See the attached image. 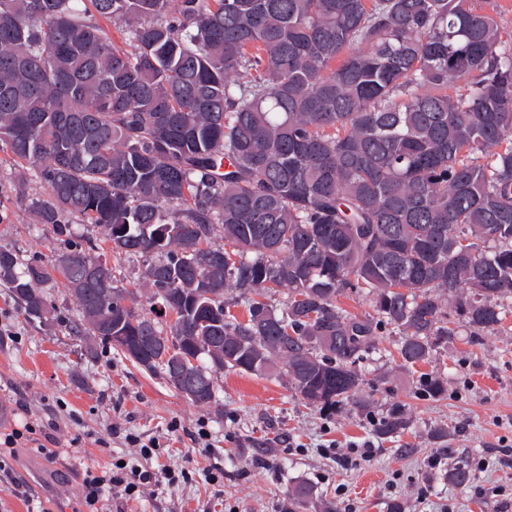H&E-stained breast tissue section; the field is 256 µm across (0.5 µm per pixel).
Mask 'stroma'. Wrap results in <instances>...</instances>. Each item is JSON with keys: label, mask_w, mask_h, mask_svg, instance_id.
I'll list each match as a JSON object with an SVG mask.
<instances>
[{"label": "stroma", "mask_w": 512, "mask_h": 512, "mask_svg": "<svg viewBox=\"0 0 512 512\" xmlns=\"http://www.w3.org/2000/svg\"><path fill=\"white\" fill-rule=\"evenodd\" d=\"M29 165L0 152V246L25 261L49 260L68 246L48 224L37 223L30 203L44 197ZM72 235L98 245L117 279L135 292L128 303L142 310L149 292L138 258H115L102 227L73 220ZM50 312L40 322L0 285V406L10 413L0 433L25 422L56 423L54 441L19 449L14 468L51 512L80 505L86 468L109 467L128 453L111 438L113 426L166 442L169 464L198 471L218 464L224 481L159 486L153 494L109 502L103 512H282L299 484L312 493L299 512H320L325 501L340 512H501L497 489H512V312L479 342L449 339L428 361L402 366L394 330L365 353L359 369L367 411L345 404L333 411L301 400L283 374L263 376L227 369L215 372V400L197 405L118 354L109 344L87 342L70 326L76 302L61 285L43 287ZM444 381L446 398L418 393L419 380ZM401 407L409 425L376 437L374 420ZM179 430H171V423ZM209 444L194 441L198 427ZM109 439V448L97 438ZM372 443L371 461L344 466L325 447ZM441 459L429 468V457ZM464 466L471 481L456 486L453 469Z\"/></svg>", "instance_id": "1"}]
</instances>
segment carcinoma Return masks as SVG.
I'll list each match as a JSON object with an SVG mask.
<instances>
[{
	"label": "carcinoma",
	"instance_id": "1",
	"mask_svg": "<svg viewBox=\"0 0 512 512\" xmlns=\"http://www.w3.org/2000/svg\"><path fill=\"white\" fill-rule=\"evenodd\" d=\"M0 151L33 165L38 223L68 237L78 216L143 259L152 308L88 244L0 247V283L40 321L59 274L75 335L197 352L192 379L144 367L194 403L214 370L277 369L309 404L364 410L387 327L412 367L512 299V40L473 0H0ZM406 425L395 408L375 432Z\"/></svg>",
	"mask_w": 512,
	"mask_h": 512
}]
</instances>
